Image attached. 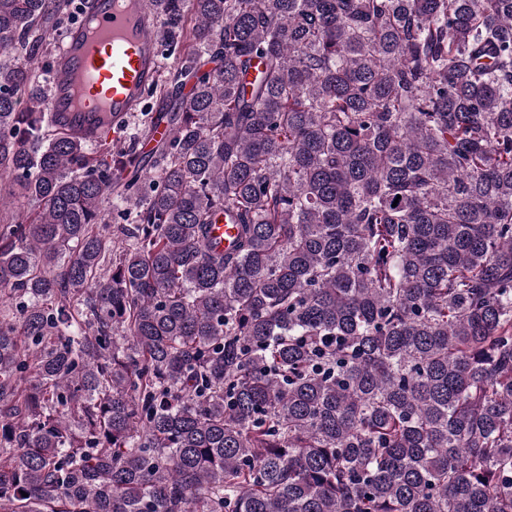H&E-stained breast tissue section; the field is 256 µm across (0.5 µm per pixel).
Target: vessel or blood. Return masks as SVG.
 Returning <instances> with one entry per match:
<instances>
[{"label": "vessel or blood", "instance_id": "1", "mask_svg": "<svg viewBox=\"0 0 512 512\" xmlns=\"http://www.w3.org/2000/svg\"><path fill=\"white\" fill-rule=\"evenodd\" d=\"M159 36L149 0H86L57 51L46 111L91 130L92 141L116 136L159 78Z\"/></svg>", "mask_w": 512, "mask_h": 512}]
</instances>
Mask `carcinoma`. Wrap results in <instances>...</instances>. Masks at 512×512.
<instances>
[{"mask_svg": "<svg viewBox=\"0 0 512 512\" xmlns=\"http://www.w3.org/2000/svg\"><path fill=\"white\" fill-rule=\"evenodd\" d=\"M71 3L0 0V512H512V0H151L148 158L43 111Z\"/></svg>", "mask_w": 512, "mask_h": 512, "instance_id": "carcinoma-1", "label": "carcinoma"}]
</instances>
